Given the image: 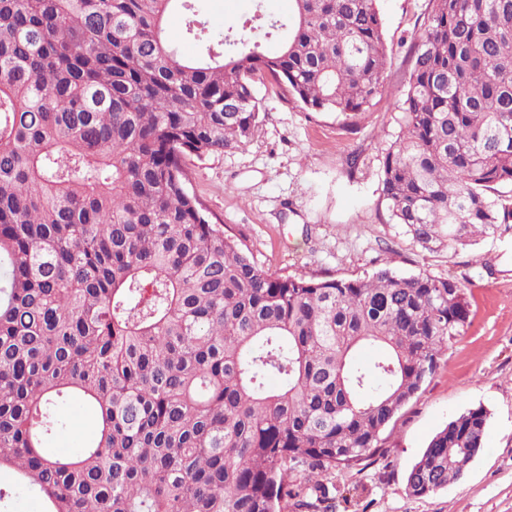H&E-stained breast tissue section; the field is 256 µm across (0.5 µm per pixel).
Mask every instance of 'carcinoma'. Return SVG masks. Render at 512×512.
<instances>
[{
    "instance_id": "carcinoma-1",
    "label": "carcinoma",
    "mask_w": 512,
    "mask_h": 512,
    "mask_svg": "<svg viewBox=\"0 0 512 512\" xmlns=\"http://www.w3.org/2000/svg\"><path fill=\"white\" fill-rule=\"evenodd\" d=\"M199 2L0 0V469L44 512H333L336 469L382 448L469 321L451 279L265 270L187 190L186 157L253 136L257 76L312 112L382 98L377 0H292L215 41ZM396 109L393 223L450 251L512 232V0H428ZM76 405L96 434L61 455ZM488 420L435 433L407 492L462 479ZM166 35L169 41L178 46L180 51L189 57L195 56L199 52L196 43L189 39L182 27V22L178 14L173 13L168 20Z\"/></svg>"
}]
</instances>
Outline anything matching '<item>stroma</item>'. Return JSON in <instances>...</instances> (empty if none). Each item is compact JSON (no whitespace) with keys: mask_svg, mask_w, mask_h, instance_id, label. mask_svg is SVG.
<instances>
[{"mask_svg":"<svg viewBox=\"0 0 512 512\" xmlns=\"http://www.w3.org/2000/svg\"><path fill=\"white\" fill-rule=\"evenodd\" d=\"M390 60L379 104L352 116L309 112L269 81L250 142L189 156L188 191L254 261L306 279L356 277L386 267L452 279L470 295L465 333L387 430L386 453L364 470H337L334 512H512V233L448 252L425 251L379 198L382 159L400 131L394 108L413 64L427 0H377ZM287 19L291 0H204L217 30L254 11ZM490 413L466 477L425 497L406 475L431 437L468 408Z\"/></svg>","mask_w":512,"mask_h":512,"instance_id":"stroma-1","label":"stroma"}]
</instances>
